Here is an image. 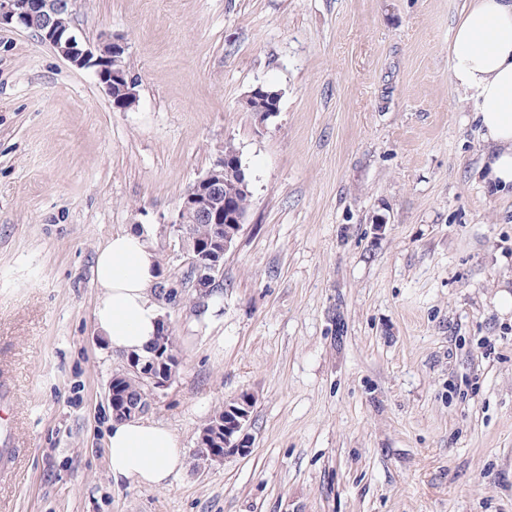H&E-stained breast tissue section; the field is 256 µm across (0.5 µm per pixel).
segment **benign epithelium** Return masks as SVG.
I'll return each instance as SVG.
<instances>
[{"label": "benign epithelium", "mask_w": 512, "mask_h": 512, "mask_svg": "<svg viewBox=\"0 0 512 512\" xmlns=\"http://www.w3.org/2000/svg\"><path fill=\"white\" fill-rule=\"evenodd\" d=\"M71 13V0H0V25L14 24L36 30L40 39L76 68H91L108 93H113L115 80L123 82L124 99L113 103L119 111L126 110L136 98V82L129 76L125 57L127 44L117 35L107 36L96 43L87 40L73 24L60 18ZM224 155H219L208 171L197 179L181 198L177 216L166 226L180 256L187 258L188 273L193 279L199 302H205L213 291L217 277L224 270V254L234 240L224 235V216L243 224L244 214L224 196ZM210 224L209 238L201 242L192 235L190 225ZM126 370L147 386L146 394L131 400L111 382L107 401L115 418H126L147 412L155 393L166 388L175 366L167 355L155 351L150 356L129 355ZM249 394L243 393L237 405L224 408V421L200 431L196 451L212 462H221L228 455L244 454L249 449L247 432Z\"/></svg>", "instance_id": "7a95c632"}]
</instances>
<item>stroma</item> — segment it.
<instances>
[{
	"label": "stroma",
	"instance_id": "35a3bbf8",
	"mask_svg": "<svg viewBox=\"0 0 512 512\" xmlns=\"http://www.w3.org/2000/svg\"><path fill=\"white\" fill-rule=\"evenodd\" d=\"M463 0H73L136 101L0 27V371L23 456L0 512H512V193L449 77ZM280 94L267 120L243 98ZM251 204L206 312L165 227L225 149ZM150 229L180 366L145 420L193 451L254 398L251 448L114 481L126 358L96 250Z\"/></svg>",
	"mask_w": 512,
	"mask_h": 512
}]
</instances>
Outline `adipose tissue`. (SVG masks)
Here are the masks:
<instances>
[{
    "instance_id": "obj_1",
    "label": "adipose tissue",
    "mask_w": 512,
    "mask_h": 512,
    "mask_svg": "<svg viewBox=\"0 0 512 512\" xmlns=\"http://www.w3.org/2000/svg\"><path fill=\"white\" fill-rule=\"evenodd\" d=\"M450 79L475 103L488 178L512 187V0H465L448 45ZM101 299L94 323L111 349L146 354L160 328L154 298L161 278L158 256L144 229L115 234L95 258ZM113 479L161 488L181 471L186 451L169 428L132 418L113 420L107 437Z\"/></svg>"
}]
</instances>
